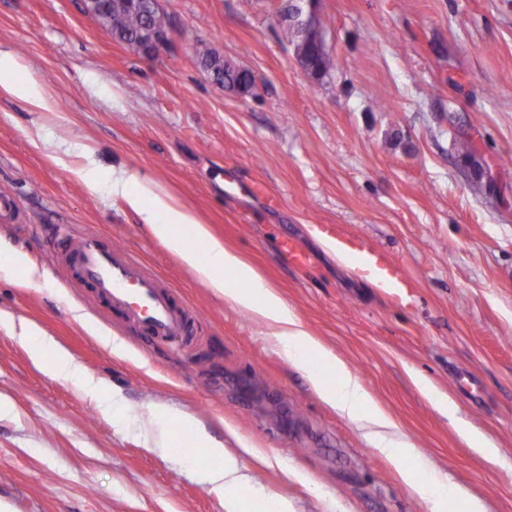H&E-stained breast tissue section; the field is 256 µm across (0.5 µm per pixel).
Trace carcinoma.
Returning a JSON list of instances; mask_svg holds the SVG:
<instances>
[{"instance_id": "carcinoma-1", "label": "carcinoma", "mask_w": 512, "mask_h": 512, "mask_svg": "<svg viewBox=\"0 0 512 512\" xmlns=\"http://www.w3.org/2000/svg\"><path fill=\"white\" fill-rule=\"evenodd\" d=\"M89 13L108 34L132 47L142 43L147 31L159 33L167 28L164 13L150 10L143 4L135 5L131 0H95V8L89 10ZM282 35L287 42L303 46L308 65L318 75L327 74L329 57L319 41L312 38L301 43L300 33L289 24L282 26ZM196 56L200 68L216 69L218 85L221 87L241 94L251 92L253 82L247 71L224 61V57L202 43L196 47Z\"/></svg>"}]
</instances>
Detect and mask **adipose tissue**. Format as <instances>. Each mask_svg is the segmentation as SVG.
<instances>
[{
	"mask_svg": "<svg viewBox=\"0 0 512 512\" xmlns=\"http://www.w3.org/2000/svg\"><path fill=\"white\" fill-rule=\"evenodd\" d=\"M0 92L24 98L38 112L54 109L51 97L39 82L13 52L5 50H0ZM70 171L94 192L121 198L140 216L152 234L179 254L211 288L266 323L280 351L294 364L308 369L311 386L325 402L363 429L376 450L392 459L412 461V469L401 470L402 479L413 482L415 491L429 500L431 512H444V502L454 493V486L449 485L447 477L433 468L400 433L393 419L374 402L359 376L310 335L254 267L225 248L222 241L211 237L208 229L197 223L189 210L174 203L156 186L133 181L122 171L113 172L103 180L94 169L80 163L71 166ZM189 225L194 227L197 237L206 240V259H198L184 237L183 230ZM20 335L33 357L41 359L45 354H52V368L56 373L83 382L90 396H98L100 382L87 376L50 337L28 325L22 326ZM180 423L188 434L189 447H207L210 457L217 461L216 466L204 471L205 480L235 491L241 482L236 459L225 453L223 447L208 445L206 438L197 432L191 417H181Z\"/></svg>",
	"mask_w": 512,
	"mask_h": 512,
	"instance_id": "1",
	"label": "adipose tissue"
}]
</instances>
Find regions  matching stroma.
I'll return each instance as SVG.
<instances>
[{"label":"stroma","mask_w":512,"mask_h":512,"mask_svg":"<svg viewBox=\"0 0 512 512\" xmlns=\"http://www.w3.org/2000/svg\"><path fill=\"white\" fill-rule=\"evenodd\" d=\"M285 0H160L168 39L152 54L115 40L84 0H0V48L52 94L34 112L0 96V250L38 269L0 278V512H227L204 483L205 449L181 452V415L237 457L242 512H430L359 429L313 390L266 325L197 277L123 202L68 166L96 148L100 175L158 184L274 287L311 336L362 380L422 456L485 512H512V0H317L332 67L312 79L280 38ZM204 42L251 72L242 95L196 62ZM477 147L475 162L457 150ZM491 166L476 186L479 166ZM260 182L261 196L246 186ZM318 224H341L404 264L398 295L340 264ZM59 225L127 245L196 318L181 346L144 343L46 248ZM293 238L297 267L278 247ZM84 321H77L74 310ZM24 319L102 383L103 399L35 363ZM125 343V356L100 341ZM453 401L441 414L412 374ZM119 397L168 419L169 453L106 411ZM470 425L496 449L471 447ZM265 449L269 463L241 450ZM308 482L296 479V472Z\"/></svg>","instance_id":"stroma-1"}]
</instances>
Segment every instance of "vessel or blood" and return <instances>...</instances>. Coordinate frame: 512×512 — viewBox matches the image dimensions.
I'll return each mask as SVG.
<instances>
[{
	"mask_svg": "<svg viewBox=\"0 0 512 512\" xmlns=\"http://www.w3.org/2000/svg\"><path fill=\"white\" fill-rule=\"evenodd\" d=\"M317 230L338 253L350 257L359 271L371 277L375 287L393 293L410 288L404 268L359 236L336 224H321ZM69 259L82 280L147 336L164 344L188 339V308L177 304L168 287L133 259L127 247L105 245L98 233L88 230L70 238Z\"/></svg>",
	"mask_w": 512,
	"mask_h": 512,
	"instance_id": "obj_1",
	"label": "vessel or blood"
}]
</instances>
